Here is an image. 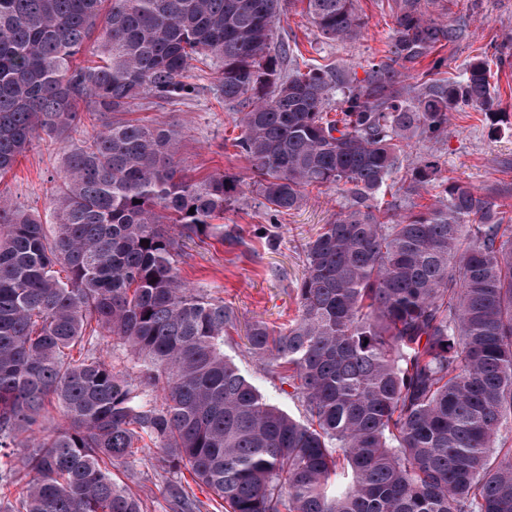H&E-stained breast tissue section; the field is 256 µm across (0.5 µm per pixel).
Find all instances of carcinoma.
I'll list each match as a JSON object with an SVG mask.
<instances>
[{"label":"carcinoma","mask_w":512,"mask_h":512,"mask_svg":"<svg viewBox=\"0 0 512 512\" xmlns=\"http://www.w3.org/2000/svg\"><path fill=\"white\" fill-rule=\"evenodd\" d=\"M301 2L327 39L361 27L355 0ZM288 4L0 0V174L40 133L66 140L82 103L103 116L65 154L51 219L0 199V492L15 463L33 474L0 512H141L111 467L148 447L224 512H512V444L499 441L512 430V215L457 181L416 214L385 199L411 138L447 134L461 104L493 109L488 63L405 86L460 29L397 0L388 55L353 85L272 48ZM89 46L97 61L77 63ZM210 58L224 103L242 107L236 146L267 209L347 186L304 245L293 323L245 334L299 418L224 353V300L179 272L187 244L224 243L216 220L238 180L188 178L173 131L110 119L190 96L191 62ZM433 171L412 168L404 193ZM108 337L130 347L135 375L101 355ZM168 495L173 512H202L182 486Z\"/></svg>","instance_id":"obj_1"}]
</instances>
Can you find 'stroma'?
Returning <instances> with one entry per match:
<instances>
[{"label": "stroma", "mask_w": 512, "mask_h": 512, "mask_svg": "<svg viewBox=\"0 0 512 512\" xmlns=\"http://www.w3.org/2000/svg\"><path fill=\"white\" fill-rule=\"evenodd\" d=\"M357 8L362 27L354 40L342 43L325 38L300 2L281 16L274 40L289 43L294 53L312 66L334 67L352 82H361L369 63L388 51L397 8L394 0H357ZM424 9L448 22L465 19L466 28L458 40L437 45L411 66L405 84H416L431 70L440 79L461 77L466 64L484 53L504 54L508 60L491 68L497 120H490L483 109L465 107L452 114L447 135L411 140L408 159L402 171L394 174V182L402 183L406 170L419 160L437 161L438 171L432 182L406 201L404 210H424L449 181L498 194L505 205L512 206V0H424ZM214 72V64H194L191 75L196 90L189 99L164 102L147 98L129 111L117 113L116 118L174 130L187 177L199 179L224 171L240 179L238 199L224 212V231L237 236V244L189 245L180 259V274L189 286L223 298L236 318V328L224 343L225 353L255 380L266 397L297 417L302 412L300 403L283 395L278 385L264 376L260 363L245 346V328L262 320L282 331L296 318L304 245L346 205L347 195L331 186L311 187L299 209L272 216L254 187L250 162L234 145L241 134L237 109L221 100ZM98 124L97 113L85 111L66 140L47 135L35 139L12 169L0 176V197L26 212L50 213L61 181L64 151L79 145ZM112 475L140 501L143 512H169L167 483L172 475L155 467L152 449H144L133 464L114 466Z\"/></svg>", "instance_id": "obj_1"}]
</instances>
